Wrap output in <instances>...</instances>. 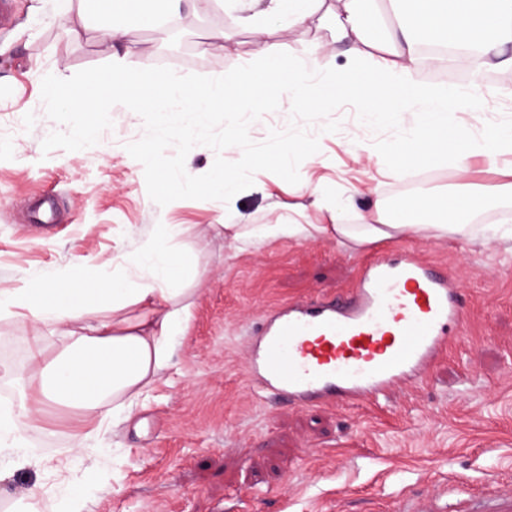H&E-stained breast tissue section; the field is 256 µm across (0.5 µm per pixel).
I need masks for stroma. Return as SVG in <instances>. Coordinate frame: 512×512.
I'll return each mask as SVG.
<instances>
[{"label": "stroma", "mask_w": 512, "mask_h": 512, "mask_svg": "<svg viewBox=\"0 0 512 512\" xmlns=\"http://www.w3.org/2000/svg\"><path fill=\"white\" fill-rule=\"evenodd\" d=\"M0 24V292L62 268L88 264L137 277L143 236L159 225L184 224L174 246L196 268L198 290L188 330L178 336L170 367L119 426L104 423L91 442L102 453L77 465L71 448L86 425L61 413L28 434L27 462L0 450V512L52 501L67 512H390L404 494H423L432 480L449 489L512 483V241L485 242L482 220L452 239L381 241L361 249L335 236L303 239L215 237L216 224H357L376 197L403 201L418 186L464 181L496 191L512 166L473 157L454 165L407 167L393 176L373 146L377 133L353 108L336 110L335 133L309 127L320 150L290 184L261 171L230 202L181 199L166 206L146 190L144 168L126 150L144 134L124 106L97 145L43 153L58 125L46 114L41 80L31 70L66 79L79 70L126 57L130 66H167L217 77L260 56L262 41L286 60L306 59L331 38L329 24L303 26L267 10L268 0H215L210 11L183 8L181 44L160 39L159 26L132 14L94 13L80 38L58 19L53 0H9ZM116 31L113 41L100 32ZM231 35L232 50L220 46ZM482 112L448 119L464 137L512 124V68L487 66ZM52 197L56 222L34 227L30 210ZM408 250L441 263L469 299L470 326L427 383L398 395L395 405L298 408L258 394L245 375L248 330L277 302L349 287L360 259ZM28 363L26 332L0 321V401L16 398L14 378Z\"/></svg>", "instance_id": "obj_1"}]
</instances>
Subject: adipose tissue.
<instances>
[{"label":"adipose tissue","instance_id":"obj_1","mask_svg":"<svg viewBox=\"0 0 512 512\" xmlns=\"http://www.w3.org/2000/svg\"><path fill=\"white\" fill-rule=\"evenodd\" d=\"M368 2L336 0V40L356 52L375 43L381 46L378 73L364 88L370 118L398 116L400 107L411 101L429 102L421 123L433 128L434 134L425 138L417 128H409L406 157L451 162L463 170L471 156L493 162L511 154L512 129L504 126L457 147L449 112L482 111L487 102L474 89L450 96L433 93L416 80L415 73L428 43L478 49L479 57H459L455 63L479 73L484 57L499 55L501 43L512 39V0H387L390 7L400 9L405 21L386 29L377 42L362 21ZM262 58L266 69L281 74L282 80L260 84L249 69H242L239 84L256 106L293 88L322 106L354 80L353 73L344 71L335 80L317 81L320 55L316 52L291 67L277 45L267 44ZM494 205L512 207L511 181L494 193L468 184L451 191L423 189L396 211L378 198L358 224H240L235 235L286 233L314 239L332 234L359 248L400 238L448 239L461 234L474 213ZM185 232L184 225L169 224L164 237L141 241L137 263L143 274L137 281L110 276L101 268L61 270L0 292V318L15 320L30 334L28 373L18 402L0 406V447L27 449V433L48 404L78 409L90 421L126 419L168 367L173 340L191 317L196 291L190 283L197 272L170 246ZM45 326L63 340L61 350L48 351L41 334Z\"/></svg>","mask_w":512,"mask_h":512}]
</instances>
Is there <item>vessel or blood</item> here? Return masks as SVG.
Here are the masks:
<instances>
[{
	"label": "vessel or blood",
	"instance_id": "b4317fda",
	"mask_svg": "<svg viewBox=\"0 0 512 512\" xmlns=\"http://www.w3.org/2000/svg\"><path fill=\"white\" fill-rule=\"evenodd\" d=\"M468 320L446 269L412 253L372 255L342 293L264 311L249 331L247 379L295 407L388 403L426 382ZM448 512H512V486L463 493Z\"/></svg>",
	"mask_w": 512,
	"mask_h": 512
}]
</instances>
